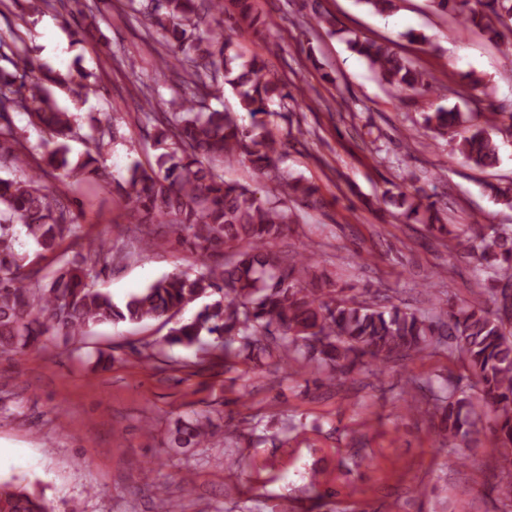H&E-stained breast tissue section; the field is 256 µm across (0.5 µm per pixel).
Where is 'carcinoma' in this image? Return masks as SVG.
Wrapping results in <instances>:
<instances>
[{
	"mask_svg": "<svg viewBox=\"0 0 512 512\" xmlns=\"http://www.w3.org/2000/svg\"><path fill=\"white\" fill-rule=\"evenodd\" d=\"M132 6L150 27L162 32L170 55L159 58L153 82L167 75L172 62L196 77L190 91L170 103L167 112H145L154 144L161 149L155 163L136 162L127 178L117 183L129 231L135 240L162 247L166 240L151 237L155 227L167 225L174 243L198 253L201 269L175 270L132 294L118 305L93 287L122 251H112L103 238L80 246V225L68 205L46 185L43 177L73 169L89 177L103 174L105 139L117 134L110 120H94L82 140V159L71 165L68 142L78 138L69 113L61 110L53 88H65L69 77L35 75V62L17 41L0 40V57L13 55L21 74L0 73V164L26 171L19 179H0V355L40 344L52 336H80L91 324H138L150 319L174 320L163 343L196 347L213 338L207 354L231 368L239 359H265L275 370L287 371L288 362L301 361L329 381L348 377L362 368L384 371L389 363L421 356L431 346L445 345L460 358L472 380V393H459L448 378L447 395L431 406L438 420L437 437L443 444L460 445L479 432L481 407L492 414V436L499 449V485L512 502V318L506 314L512 286V229L476 219L456 235L459 257L490 268L494 275L485 288V303L452 305L440 314H423L401 305L381 306L378 292L363 299L348 298L343 289L319 270L317 253L306 250L284 260L272 244L295 223L288 201L308 203L317 188L301 178L277 172L281 142L268 131L247 125L234 112L210 108L209 99L232 87L240 109L251 117L267 112L269 101L294 99L287 86L270 71L263 54L254 53L239 65V54L226 30L260 21L254 0H147ZM374 13L389 15L400 0H359ZM443 14L454 13L465 23L512 51V36L501 31L512 21V0H431ZM99 8L80 11L75 34L98 29ZM349 48L366 60L380 81L401 99L425 96L427 74L417 69L389 42L354 36ZM92 72H80L71 92L85 95ZM23 112L29 122L47 134L45 149L30 165V153L16 138L10 113ZM422 128L434 138L452 144L453 154L477 166L499 162L495 134L512 128V113L494 109L461 112L427 103ZM246 161L259 178L275 179L280 199L224 179V163ZM384 201L402 209L401 216L449 233L440 223L432 196L416 188L408 194H384ZM25 229L39 251L31 256L15 248L16 227ZM80 247L50 273H41L42 253L53 252L65 241ZM214 294L193 317L183 319L191 303ZM422 386L413 379L405 394V409L418 412L424 405ZM213 434L210 418L196 416L176 422L169 445L186 452L207 442ZM0 512H53L37 490L0 482Z\"/></svg>",
	"mask_w": 512,
	"mask_h": 512,
	"instance_id": "carcinoma-1",
	"label": "carcinoma"
}]
</instances>
